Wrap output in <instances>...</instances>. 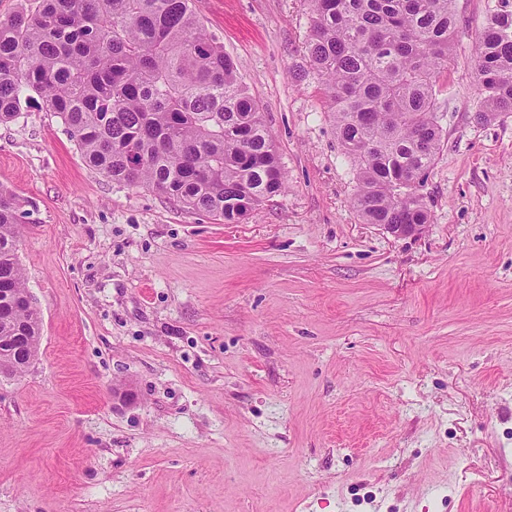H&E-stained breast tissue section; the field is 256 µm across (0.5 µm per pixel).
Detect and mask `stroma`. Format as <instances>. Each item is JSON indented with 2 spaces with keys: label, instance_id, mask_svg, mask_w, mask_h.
<instances>
[{
  "label": "stroma",
  "instance_id": "1",
  "mask_svg": "<svg viewBox=\"0 0 512 512\" xmlns=\"http://www.w3.org/2000/svg\"><path fill=\"white\" fill-rule=\"evenodd\" d=\"M455 0L432 221L358 189L305 0H202L288 187L239 224L90 169L60 118L0 124L37 360L0 378V512H512V112L488 122Z\"/></svg>",
  "mask_w": 512,
  "mask_h": 512
}]
</instances>
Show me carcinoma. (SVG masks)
Masks as SVG:
<instances>
[{
    "label": "carcinoma",
    "instance_id": "1",
    "mask_svg": "<svg viewBox=\"0 0 512 512\" xmlns=\"http://www.w3.org/2000/svg\"><path fill=\"white\" fill-rule=\"evenodd\" d=\"M305 43L354 163L366 224H428L410 182L442 143L437 74L448 67L455 0H307ZM482 117L512 112V0L476 48ZM39 102L86 164L183 207L238 224L286 185L274 139L201 0H36L0 21V124ZM20 200L0 188V289L28 295L17 257Z\"/></svg>",
    "mask_w": 512,
    "mask_h": 512
}]
</instances>
